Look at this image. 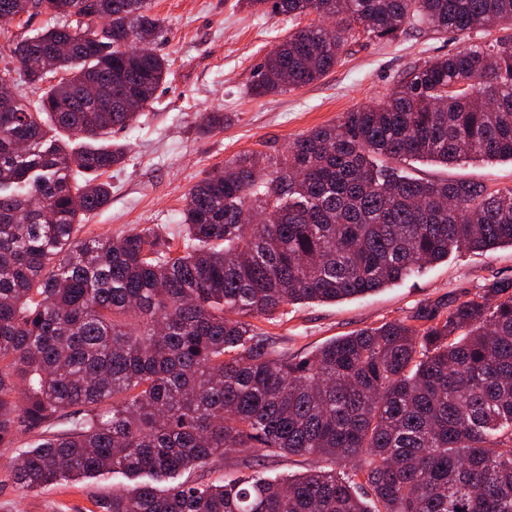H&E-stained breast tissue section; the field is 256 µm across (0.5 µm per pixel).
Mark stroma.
I'll return each mask as SVG.
<instances>
[{
    "label": "stroma",
    "mask_w": 512,
    "mask_h": 512,
    "mask_svg": "<svg viewBox=\"0 0 512 512\" xmlns=\"http://www.w3.org/2000/svg\"><path fill=\"white\" fill-rule=\"evenodd\" d=\"M151 12L164 22V36L153 49L167 59L168 73L136 123L112 132V142L125 146L126 158L105 175L112 196L86 221L85 230L93 235L116 237L147 226L178 235L185 195L208 173L251 151L285 153L311 129L388 95L413 66L468 42L463 35L427 31L394 41L359 37L348 42L341 63L320 80L256 97L250 85L258 64L289 32L316 22V15L291 20L266 9L254 13L240 8L239 0H151ZM210 112L224 113L223 128H205L203 117ZM410 171L425 179L512 187L510 160L416 163ZM493 280L512 281V248L454 251L371 295L288 305L282 315L258 325L277 350L302 357L335 337L388 321L424 324L432 311H447ZM27 441L23 435L15 447H0V512H96L94 498L101 489L128 483L123 475L106 474L21 492L10 463Z\"/></svg>",
    "instance_id": "35a3bbf8"
}]
</instances>
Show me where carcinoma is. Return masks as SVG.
I'll use <instances>...</instances> for the list:
<instances>
[{
	"label": "carcinoma",
	"mask_w": 512,
	"mask_h": 512,
	"mask_svg": "<svg viewBox=\"0 0 512 512\" xmlns=\"http://www.w3.org/2000/svg\"><path fill=\"white\" fill-rule=\"evenodd\" d=\"M246 3L335 20L268 53L255 97L318 81L357 33L396 40L424 27L470 44L285 154H245L200 180L175 255L152 227L82 235L111 196L100 177L125 158L95 142L137 121L167 70L122 46L155 39L162 21L147 0H0V16L86 19L17 43L18 66L0 69V87L43 86L37 103L19 95L0 112V446L36 435L14 479L27 491L117 470L174 479L218 455H297L350 472L138 483L98 496L97 512H512V282L423 327L384 322L302 358L252 323L375 292L454 249L512 247V187L396 167L512 160V0ZM493 24L505 34L478 40ZM63 39L69 50L49 54ZM91 80L138 111H102Z\"/></svg>",
	"instance_id": "obj_1"
}]
</instances>
